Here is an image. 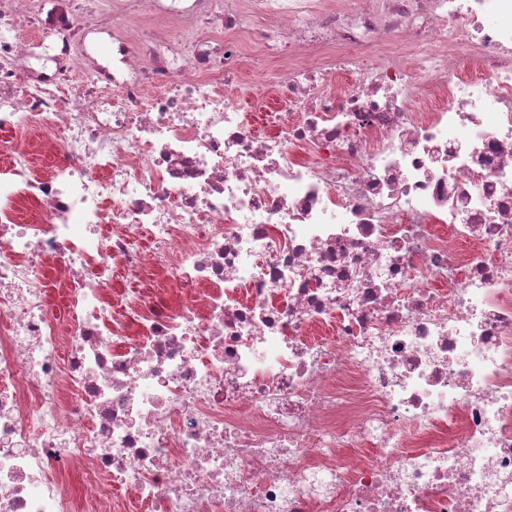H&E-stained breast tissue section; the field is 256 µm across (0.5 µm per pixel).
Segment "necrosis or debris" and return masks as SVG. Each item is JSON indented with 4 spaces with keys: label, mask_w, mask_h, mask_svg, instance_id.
Listing matches in <instances>:
<instances>
[{
    "label": "necrosis or debris",
    "mask_w": 512,
    "mask_h": 512,
    "mask_svg": "<svg viewBox=\"0 0 512 512\" xmlns=\"http://www.w3.org/2000/svg\"><path fill=\"white\" fill-rule=\"evenodd\" d=\"M0 512H512V0H0Z\"/></svg>",
    "instance_id": "1"
}]
</instances>
